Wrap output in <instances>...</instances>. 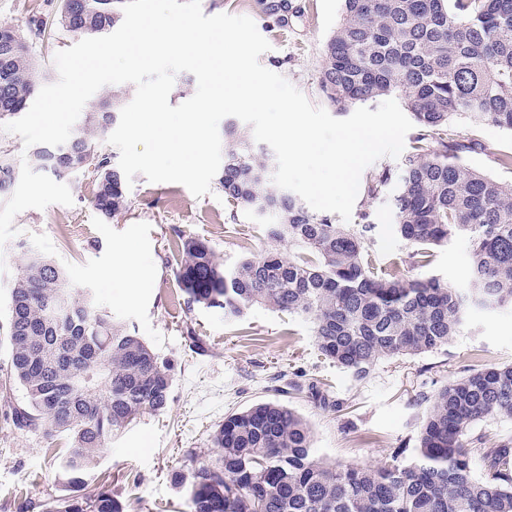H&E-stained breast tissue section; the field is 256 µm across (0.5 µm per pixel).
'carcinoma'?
Here are the masks:
<instances>
[{
	"label": "carcinoma",
	"mask_w": 512,
	"mask_h": 512,
	"mask_svg": "<svg viewBox=\"0 0 512 512\" xmlns=\"http://www.w3.org/2000/svg\"><path fill=\"white\" fill-rule=\"evenodd\" d=\"M126 0H62L60 24L97 37L121 25ZM45 31L0 26V122L23 112L48 74L32 54ZM320 88L340 111L398 95L417 132L401 168L394 226L412 251L379 264L374 224L313 215L272 182L274 155L232 120L224 126L218 188L264 218L268 235L295 247L224 265L210 244L178 237L177 271L187 304L224 311L234 324L255 305L308 319L317 349L356 382L385 360L433 352L464 326L472 307L512 309V185L465 164L475 145L450 133L466 114L512 132V0H344L324 49ZM123 91L81 113L60 146L38 145L28 166L57 178L92 171L91 203L104 217L129 209L126 177L100 143L120 119ZM16 180L0 152V193ZM392 180L385 167L366 176L363 193ZM467 240L469 277L450 288L436 277H410L405 266L429 265L432 250ZM5 333L11 376L24 392L19 426L64 433L59 464L66 493L42 512H124L106 491L88 485L112 436L169 404L171 364L135 328L111 316L94 296L71 286L60 266L32 250L10 291ZM512 418V364L491 365L443 386L417 435L415 459L392 451L377 466H336L315 456L308 422L279 401L224 417L211 436L217 458L181 478L188 512H512V442L488 446L473 427ZM485 461L472 471L474 454Z\"/></svg>",
	"instance_id": "carcinoma-1"
}]
</instances>
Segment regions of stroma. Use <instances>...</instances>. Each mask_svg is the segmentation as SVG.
Here are the masks:
<instances>
[{
    "label": "stroma",
    "mask_w": 512,
    "mask_h": 512,
    "mask_svg": "<svg viewBox=\"0 0 512 512\" xmlns=\"http://www.w3.org/2000/svg\"><path fill=\"white\" fill-rule=\"evenodd\" d=\"M270 2L201 0V7L208 16L253 19L271 45L260 63L313 105L326 107L320 90L324 48L341 19L343 0H288L282 23L269 13ZM59 6L60 0H0V25L23 31L31 19L46 21L50 34L33 51L53 82L55 54L78 41L61 27ZM450 127L459 140L480 142L464 153L466 164L512 184V172L495 163L497 153L512 150L511 131L463 117ZM1 150L10 154L17 179L0 198V328L24 252L32 249L63 267L74 287L135 326L173 365L168 408L133 422L100 455L98 469L108 475L106 487L124 512H188L180 476L214 459L210 435L225 415L266 400L281 401L306 418L314 451L328 462L374 466L398 448L401 462L410 463L428 401L438 390L468 369L512 363V312L474 307L444 349L381 362L367 380L356 382L320 355L301 318L255 306L241 324L230 325L217 311L188 306L176 278L182 261L177 234L207 240L228 266L245 255L290 250L219 188L197 198L183 185L151 183L138 174L127 189L129 210L106 219L91 204V176L59 179L28 169L22 139L12 133L0 131ZM400 190L395 177L377 197H357L352 210L356 216L369 213L372 251L382 264L409 250L393 224V199ZM123 248L138 255L147 272L145 288L132 300L112 275ZM469 270L467 244L458 239L435 249L419 273L454 288ZM9 376V350L0 331V512H33V504L60 494L58 462L68 443L44 429L14 424L12 410L24 394Z\"/></svg>",
    "instance_id": "1"
}]
</instances>
